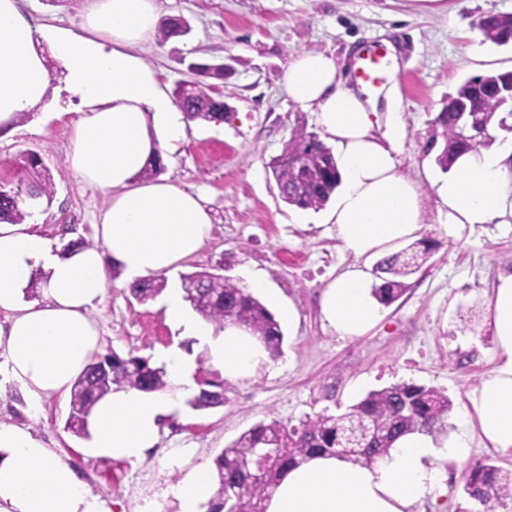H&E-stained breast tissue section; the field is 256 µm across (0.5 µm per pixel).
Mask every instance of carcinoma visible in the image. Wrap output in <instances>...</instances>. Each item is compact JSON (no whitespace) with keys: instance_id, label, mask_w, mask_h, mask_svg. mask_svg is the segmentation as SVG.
Returning <instances> with one entry per match:
<instances>
[{"instance_id":"1","label":"carcinoma","mask_w":512,"mask_h":512,"mask_svg":"<svg viewBox=\"0 0 512 512\" xmlns=\"http://www.w3.org/2000/svg\"><path fill=\"white\" fill-rule=\"evenodd\" d=\"M484 39L497 46H512V15H488L476 24ZM188 33L182 17L166 19L157 35L161 43ZM195 79L176 86L174 97L185 120L205 123L224 121V99L217 93L224 83V63L189 65ZM469 98L477 110L479 127L462 132L458 100ZM437 132L429 148L440 146L434 161L448 172L463 152L488 147L494 137L484 129L512 131L507 116L498 109L497 97L489 76H476L465 81L456 95L448 99L434 119ZM281 192L282 199L300 209H322L340 185L336 157L314 132L305 126L296 128L282 153L267 163ZM52 183L44 177L29 185L19 178L16 185H0V223L22 224L28 213L25 198L50 196ZM432 247L422 241L384 257L375 266L379 283L372 296L383 305L395 302L406 290L404 279L418 272L430 258ZM224 263L214 271H194L182 276L199 297L202 306L196 313L215 330L230 322L246 328L263 344L270 358L282 354L284 334L281 324L266 305L246 288L220 274ZM166 280L157 277L149 282L129 286L131 296L140 304L155 300L165 290ZM165 366H157L140 356L120 357L115 352L98 354L84 373L74 382L70 393V412L65 428L78 437L89 436L88 419L95 403L114 390L134 389L140 392L164 391L168 388ZM199 392L187 400L194 410H208L224 405V382L216 373L207 372L198 383ZM453 403L445 392L413 382H397L369 391L345 412H324L316 418L288 426L271 419L259 422L225 447L213 460L214 478L218 486L206 512H266V500L289 468L314 455L335 456L343 461L370 465L386 456L393 444L410 433L439 437L446 432L448 414ZM465 492L487 506L508 509L512 498V472L488 462L470 467Z\"/></svg>"}]
</instances>
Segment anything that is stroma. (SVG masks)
Returning a JSON list of instances; mask_svg holds the SVG:
<instances>
[{
	"label": "stroma",
	"mask_w": 512,
	"mask_h": 512,
	"mask_svg": "<svg viewBox=\"0 0 512 512\" xmlns=\"http://www.w3.org/2000/svg\"><path fill=\"white\" fill-rule=\"evenodd\" d=\"M86 0H29L35 23L78 29ZM190 26L187 36L150 39L141 55L166 92L191 77L192 61H224L232 71L221 92L228 117L191 122L184 140L164 161L163 179L202 196L212 209L210 240L181 264L190 273L230 258L229 276L244 281L261 272L294 312L283 322V353L244 381H228L224 406L185 409L166 424L142 461L114 459L68 432L69 400L43 399L25 413L20 391L0 388V422L29 427L69 463L110 512H181L169 489L194 466L212 463L225 446L256 423L278 419L294 426L328 411L338 413L368 391L407 381L444 391L453 402L449 433L459 429L469 394L498 361L489 319L491 287L512 258V228L489 224L449 232L439 215L435 183L442 172L424 148L433 120L465 80L512 71V48L485 42L481 17L512 15V0H165ZM393 44L390 80L402 134L398 170L422 191L421 237L435 242L429 261L406 280L404 294L382 307L365 335L342 338L324 320L321 296L352 265L372 271L375 258H356L336 236L324 211L287 205L266 165L281 153L298 123L317 131L311 111L292 103L283 75L299 51L328 52L352 74L354 55ZM72 116L42 112L20 118L13 135L0 138V181L16 182L27 155H38L53 184L51 199L31 202L29 223L57 245L63 225L92 239L110 195L77 183L67 163ZM477 310L476 329L461 317ZM101 349L159 359L186 339L169 324L160 302L137 303L123 279L110 281L92 310ZM466 469L442 470L436 496L413 512H482L464 491Z\"/></svg>",
	"instance_id": "35a3bbf8"
}]
</instances>
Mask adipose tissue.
Returning a JSON list of instances; mask_svg holds the SVG:
<instances>
[{
    "label": "adipose tissue",
    "instance_id": "adipose-tissue-1",
    "mask_svg": "<svg viewBox=\"0 0 512 512\" xmlns=\"http://www.w3.org/2000/svg\"><path fill=\"white\" fill-rule=\"evenodd\" d=\"M25 0H0V133L30 112H78L68 162L80 185L109 191L94 227V246L63 253L30 224H0V357L5 381L29 408L68 395L100 348L90 316L117 265L127 283L168 274L161 297L169 322L209 350L211 365L230 380L250 378L266 362L263 346L244 328L215 332L184 299L172 273L209 240L212 210L203 198L164 180L136 181L148 160L174 151L186 122L138 48L168 13L159 0H87L79 30L34 25ZM63 75L51 88L48 59ZM283 82L289 98L311 110L336 147L341 177L326 221L346 250L361 258L417 237L421 193L402 175L394 147L373 133L377 100L363 101L347 86L333 55L300 52ZM437 195L451 228L512 223V137L496 151L467 152L441 181ZM45 278V298L28 302L25 290ZM367 273L354 266L330 284L321 311L340 337L365 334L380 319ZM499 349L454 437H401L370 466L317 455L284 475L266 512H410L439 486V462L465 463L473 438L512 455V273L499 274L490 299ZM169 393L120 390L101 399L89 417L92 447L116 459H139L159 439L164 416L176 413ZM182 512H198L217 485L198 464L171 488ZM0 512H109L70 464L28 428L0 423Z\"/></svg>",
    "mask_w": 512,
    "mask_h": 512
}]
</instances>
